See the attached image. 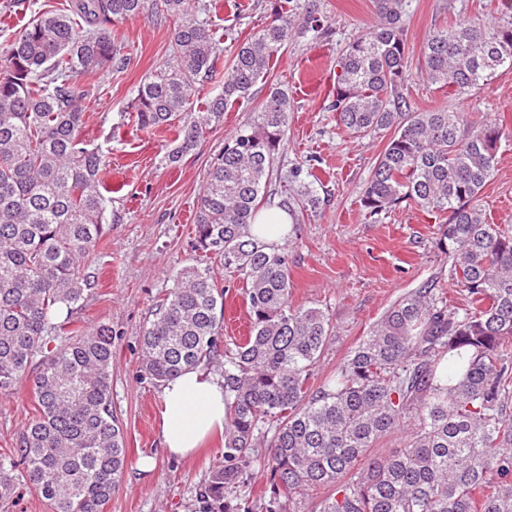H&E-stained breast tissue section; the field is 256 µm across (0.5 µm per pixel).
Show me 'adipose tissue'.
Listing matches in <instances>:
<instances>
[{
    "mask_svg": "<svg viewBox=\"0 0 512 512\" xmlns=\"http://www.w3.org/2000/svg\"><path fill=\"white\" fill-rule=\"evenodd\" d=\"M161 437L167 453L184 458L224 427V381L203 367L184 371L161 388Z\"/></svg>",
    "mask_w": 512,
    "mask_h": 512,
    "instance_id": "1",
    "label": "adipose tissue"
}]
</instances>
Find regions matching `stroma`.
Returning a JSON list of instances; mask_svg holds the SVG:
<instances>
[{"label": "stroma", "mask_w": 512, "mask_h": 512, "mask_svg": "<svg viewBox=\"0 0 512 512\" xmlns=\"http://www.w3.org/2000/svg\"><path fill=\"white\" fill-rule=\"evenodd\" d=\"M313 2L327 33L295 35L274 61L267 78L248 99L224 114L197 146L174 167L161 165L173 148L167 131H137L129 103L140 83L165 59L174 24L160 18H135L112 30L129 58L123 72L102 74L98 91L87 103L84 134L111 158L100 180L112 197V224L100 250L104 267L97 288L88 291L75 318L78 324L112 328V409L123 425L126 464L121 486L106 512H198L196 495L224 456V437L215 435L185 459L169 458L160 442V383L141 372L140 330L176 272L209 267L225 289L224 335L241 337L249 327L243 314L241 284L222 261L193 248L194 221L207 170L224 149L225 140L258 110L270 85L287 89L291 99L286 145L275 169L286 171L313 158L316 186L325 199L319 216L300 225L288 248L292 271L289 302L326 310L333 324L310 379L317 386L335 374L371 328L400 297L436 278L448 287L451 305L463 297L448 281V258L436 247L444 219L409 205L370 217L360 198L385 141L379 136L355 138L336 124L325 108L336 60L362 29L375 24L374 0H295ZM219 0L216 24L224 51L219 76L207 83L202 98L222 89L230 56L268 22V0ZM486 0H404L403 20L409 47V81L405 94L413 110L447 107L472 118L497 117L504 124L494 178L480 203L491 222L512 225V69H499L489 84L459 97L426 85L421 77V48L435 30L483 15ZM67 0H0V51L36 13L65 8ZM32 413L28 383L0 396V448H9ZM152 456L156 468L142 474L137 462Z\"/></svg>", "instance_id": "35a3bbf8"}]
</instances>
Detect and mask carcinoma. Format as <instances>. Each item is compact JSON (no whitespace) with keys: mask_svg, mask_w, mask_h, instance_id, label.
I'll return each mask as SVG.
<instances>
[{"mask_svg":"<svg viewBox=\"0 0 512 512\" xmlns=\"http://www.w3.org/2000/svg\"><path fill=\"white\" fill-rule=\"evenodd\" d=\"M212 8L205 0H72L34 16L0 53V394L27 381L34 398L28 425L0 453V503L17 502L26 488L51 512H104L125 467L112 410V327L71 320L95 286L112 205L100 184L107 156L82 133L93 79L127 65L110 26L175 20L168 58L130 105L138 130L175 134L166 166L251 95L295 33L322 31L315 9L273 0L265 27L235 48L221 92L200 106L223 52ZM377 10L379 24L337 60L328 109L349 133L386 138L361 197L369 215L404 202L448 214L436 245L466 304H447L439 282H426L392 304L335 378L309 386L333 326L318 306H290L288 246L324 199L311 164L295 165L277 204L288 235L281 244L261 238L260 193L291 105L288 91L271 85L212 164L194 224L195 247L242 281L251 334L221 348L224 288L206 267L176 274L141 332V372L158 383L224 350V463L199 489V512H251L227 494L271 423L266 512L321 488L330 494L313 512H512V225L489 223L478 204L503 127L446 107L403 111V0H377ZM494 12L434 31L423 44V79L453 96L512 69V0H497ZM48 337L59 341L50 350ZM404 428L400 447L373 455Z\"/></svg>","mask_w":512,"mask_h":512,"instance_id":"carcinoma-1","label":"carcinoma"}]
</instances>
